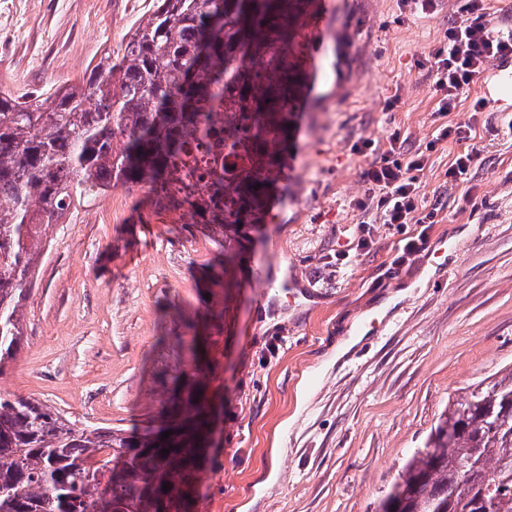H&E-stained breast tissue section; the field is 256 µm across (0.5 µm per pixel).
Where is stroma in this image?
<instances>
[{"mask_svg":"<svg viewBox=\"0 0 512 512\" xmlns=\"http://www.w3.org/2000/svg\"><path fill=\"white\" fill-rule=\"evenodd\" d=\"M329 2L310 51V108L287 153L293 173L279 176L266 223L248 228L235 287L208 283L217 249L199 226L155 213L142 189L112 187L47 229L23 341L0 374V393L128 429L151 413L159 371L174 362L158 336L195 320L202 383L220 406L198 512H368L449 399L512 367V112H474L476 85L438 117L421 63L454 0L426 15L400 0ZM151 5L0 0V91L26 97L82 78ZM444 121L476 126L467 181L446 177L463 147L434 143ZM396 128L427 152L420 192L437 211L426 249L398 269L390 262L414 225L370 224L357 206ZM365 140L371 150L357 152ZM262 260L293 268L311 306L271 318L252 281ZM213 306L222 321L206 316Z\"/></svg>","mask_w":512,"mask_h":512,"instance_id":"35a3bbf8","label":"stroma"}]
</instances>
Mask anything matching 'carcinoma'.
Here are the masks:
<instances>
[{"label": "carcinoma", "mask_w": 512, "mask_h": 512, "mask_svg": "<svg viewBox=\"0 0 512 512\" xmlns=\"http://www.w3.org/2000/svg\"><path fill=\"white\" fill-rule=\"evenodd\" d=\"M315 2L246 12L243 0H153L88 77L24 101L0 92V374L23 340L43 234L115 185L146 188L159 210L201 225L224 254L211 276H227L240 226L266 216L293 134ZM221 144L200 170L194 151ZM163 342L176 362L131 431L78 427L0 392V512H192L215 412L200 347L184 333ZM375 512H512V368L448 402Z\"/></svg>", "instance_id": "cac0c4a2"}]
</instances>
